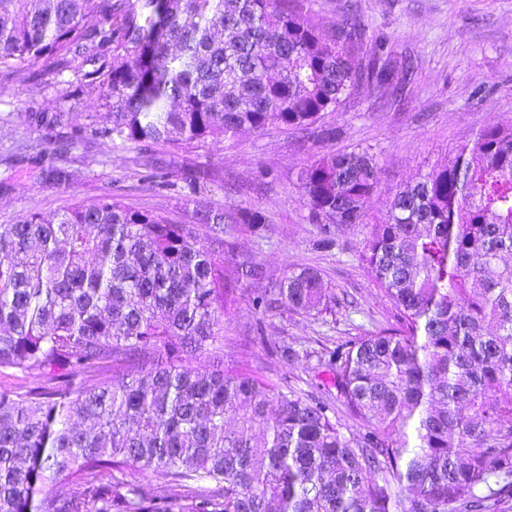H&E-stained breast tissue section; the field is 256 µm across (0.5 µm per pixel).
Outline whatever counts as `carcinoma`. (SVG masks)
I'll return each instance as SVG.
<instances>
[{"label": "carcinoma", "instance_id": "carcinoma-1", "mask_svg": "<svg viewBox=\"0 0 512 512\" xmlns=\"http://www.w3.org/2000/svg\"><path fill=\"white\" fill-rule=\"evenodd\" d=\"M386 52L350 16L311 25L303 0H0V70L25 79L51 59L72 73L64 97L98 89L112 120L70 144L113 152L243 128L333 140L322 116L362 81L392 82ZM31 164L70 180L64 147ZM377 166L337 151L298 173L318 249L365 223ZM214 178L206 163L187 176ZM265 222L223 206L177 221L105 195L0 225V374L51 376L0 385V512H492L512 497V125L480 129L367 225L360 259L397 324L306 353L329 376L311 391L195 366L224 350V315L262 277L253 262L226 274L224 252ZM337 302L320 269L292 270L252 294L253 331Z\"/></svg>", "mask_w": 512, "mask_h": 512}]
</instances>
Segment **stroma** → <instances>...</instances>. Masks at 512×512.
Instances as JSON below:
<instances>
[{"instance_id":"35a3bbf8","label":"stroma","mask_w":512,"mask_h":512,"mask_svg":"<svg viewBox=\"0 0 512 512\" xmlns=\"http://www.w3.org/2000/svg\"><path fill=\"white\" fill-rule=\"evenodd\" d=\"M384 34L396 56L410 57L414 73L406 92L357 87L339 111L326 113L324 124L336 127L335 141L272 128L249 129L236 137L210 141L170 158L163 148L111 152L103 143L85 142L70 152L71 179L53 185L21 162L24 154L52 147L69 135V127L47 131L31 124L36 111L64 110L71 125H104L110 114L98 93L72 100L53 80V64L33 68L30 80L0 74V224L37 209L54 214L77 202L91 203L112 194L142 211L192 214L212 206L256 209L266 217L260 234L240 229L234 248L224 255L225 268L252 261L264 275L259 288L274 287L289 271L303 265L320 269L336 295H348L334 314L315 318L294 311H274L265 319L266 333L296 350H316L323 338L360 336L387 327L394 310L360 263L363 226L343 227L333 250L316 248L317 227L296 176L318 156L337 150H365L377 159L378 186L368 204L370 221L381 220L393 194L416 180L456 147L471 141L483 126L512 123V0H309L308 17L326 28L345 14ZM155 160L172 166L174 185L158 190L143 181V165ZM209 163L220 181L190 193L183 179L191 163ZM274 171L276 181L256 180L258 167ZM254 286V287H255ZM252 289V288H251ZM250 288L224 319V349L204 355L207 368L248 365L278 386L307 389L317 382L314 362L281 361L255 339Z\"/></svg>"}]
</instances>
